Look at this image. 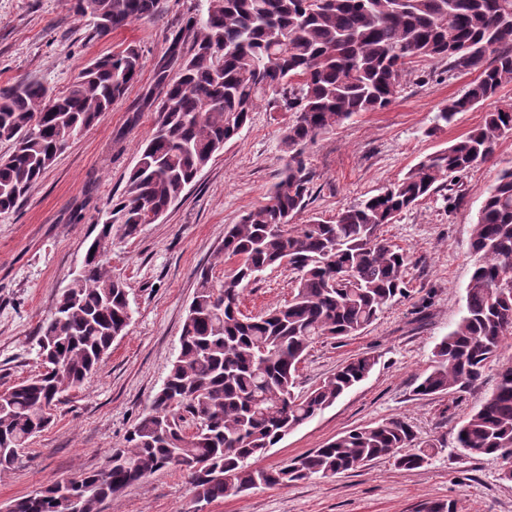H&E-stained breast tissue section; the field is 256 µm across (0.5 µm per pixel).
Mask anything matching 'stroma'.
<instances>
[{"label": "stroma", "instance_id": "35a3bbf8", "mask_svg": "<svg viewBox=\"0 0 512 512\" xmlns=\"http://www.w3.org/2000/svg\"><path fill=\"white\" fill-rule=\"evenodd\" d=\"M204 6L205 0H158L153 15L103 36L90 16L75 13L71 0H0V89L31 80L54 95L96 57L130 44L143 54L142 71L125 97L67 145L14 212L0 214V391L39 370V328L77 275L97 225L108 219L141 146L155 131L153 104L164 95L157 67L189 15ZM471 80L447 62L415 60L387 108L357 114L308 144L302 159L313 179L297 223L332 219L379 193L420 158L477 128L486 112L512 102L511 83L434 130L441 106L461 97ZM291 120L288 112H254L160 219L135 237L114 239L106 262L127 286L132 320L97 374L67 392L53 424L0 471V512L63 478L100 469L107 454L122 446L178 354L197 272L210 270L220 281L230 275L232 265L220 255L224 234L265 202L288 161L282 139ZM510 168L512 136L454 189H437L383 227L384 238L412 256L407 296L359 335L316 340L300 366L298 388H314L364 352L377 354L378 364L260 464L282 465L351 429L392 419L408 422L419 437L440 440L441 452L411 471L382 458L333 477L230 494L208 503L207 512H417L421 503L435 500L454 502L456 512H512V482L501 479L502 462L462 454L456 444L462 421L495 387L496 369L465 393L416 392L436 345L463 314L474 269L472 227L483 195ZM290 296V272L273 266L243 291L241 309L261 314ZM194 506L187 476L164 468L102 502L99 512H192Z\"/></svg>", "mask_w": 512, "mask_h": 512}]
</instances>
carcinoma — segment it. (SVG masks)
Segmentation results:
<instances>
[{"instance_id":"obj_1","label":"carcinoma","mask_w":512,"mask_h":512,"mask_svg":"<svg viewBox=\"0 0 512 512\" xmlns=\"http://www.w3.org/2000/svg\"><path fill=\"white\" fill-rule=\"evenodd\" d=\"M188 19L190 52L172 42L159 72L164 96L156 130L139 151L112 223L102 224L67 288L39 331L43 370L0 392V468L53 421L62 393L81 387L132 319L125 284L92 248L136 235L167 211L198 173L238 136L264 103L290 112L283 143L288 163L265 203L224 235L234 263L222 283L207 270L179 337V351L149 409L112 449V468L80 474L12 504V512H98V505L162 468L185 473L207 502L260 487L328 477L380 458L399 469L422 468L438 440L417 437L403 420L356 428L277 468L257 461L314 419L378 364L366 352L311 391L297 373L319 338L357 336L406 295L410 253L383 239L382 226L474 165L512 136V103L486 113L478 128L415 164L380 193L340 210L332 220L294 219L306 207L311 174L303 147L361 112L388 106L413 60H446L478 72L466 93L450 99L435 127L450 123L512 82V0H206ZM157 0H76L75 9L108 34L151 15ZM177 68L167 79V68ZM143 67L129 45L89 64L65 93L51 97L36 82L0 89V213L19 200L54 162L60 145L92 127L123 98ZM475 269L463 315L434 351L421 395L464 393L497 361L512 335V169L485 192L473 225ZM294 274L291 298L260 315L240 309L242 288L271 266ZM466 455L507 462L512 451V363L457 431Z\"/></svg>"}]
</instances>
